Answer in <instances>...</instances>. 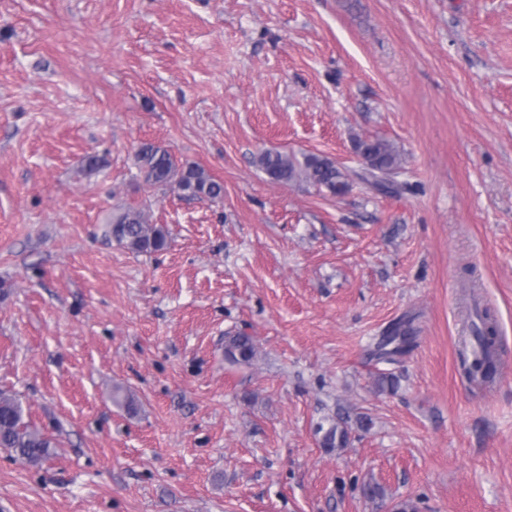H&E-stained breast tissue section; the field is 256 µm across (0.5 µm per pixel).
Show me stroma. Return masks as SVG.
Wrapping results in <instances>:
<instances>
[{"instance_id":"35a3bbf8","label":"stroma","mask_w":512,"mask_h":512,"mask_svg":"<svg viewBox=\"0 0 512 512\" xmlns=\"http://www.w3.org/2000/svg\"><path fill=\"white\" fill-rule=\"evenodd\" d=\"M374 138L399 192L356 177ZM147 142L223 197L146 184ZM267 149L351 188L270 182ZM121 207L167 248L112 241ZM473 293L489 387L458 367ZM0 391L53 440L0 448V512H512V0H0ZM411 339L408 322H393L378 336L375 356L387 363L398 362V358L407 352ZM397 341L399 343L396 344ZM401 343H404V346H401ZM258 353L253 336L244 332L228 333L224 336V354L226 358L238 364H251Z\"/></svg>"}]
</instances>
